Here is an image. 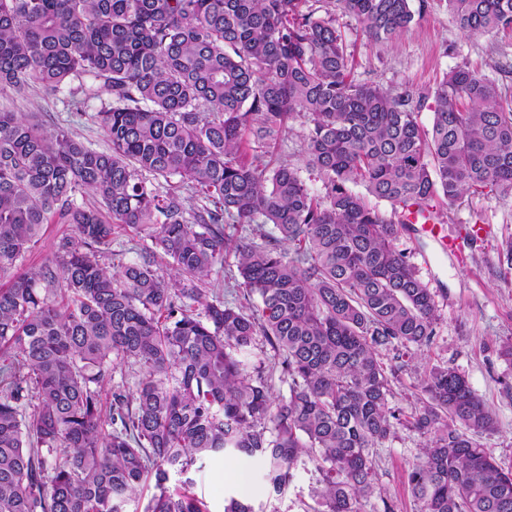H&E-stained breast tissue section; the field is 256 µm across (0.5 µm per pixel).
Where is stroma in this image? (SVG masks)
Returning a JSON list of instances; mask_svg holds the SVG:
<instances>
[{
    "instance_id": "obj_1",
    "label": "stroma",
    "mask_w": 512,
    "mask_h": 512,
    "mask_svg": "<svg viewBox=\"0 0 512 512\" xmlns=\"http://www.w3.org/2000/svg\"><path fill=\"white\" fill-rule=\"evenodd\" d=\"M416 16L402 36L382 44L370 42L353 21L345 31L358 79L398 88L409 84L431 89L446 73L470 63L497 78L512 96V74L501 75L500 66L512 67V32L493 38L465 35L448 8V0H412ZM71 87L45 95L39 87L25 94L0 98V108L33 112L46 129L67 128L73 136L97 150L108 144L97 114L104 100H86L82 111L70 105ZM441 222L456 235L470 224H482L487 234L465 257L442 253L429 240L401 237L420 278L431 289L438 320L432 344L423 348L391 383L393 406L411 411L421 374L434 364H445L464 374L473 390L494 414L497 428L480 435L482 448L502 467H512V364L500 358L498 348L512 338V269L501 255V245L512 236V196L484 191L455 207L441 206ZM422 439L402 429L380 448L376 457L378 494L365 504L364 512H417L408 474L417 460ZM263 464L227 454L205 458L188 473L192 491L204 499L211 512H222L224 499L233 495L251 503L256 512H309L312 491L321 478L313 462L299 464L283 494H274L263 479Z\"/></svg>"
}]
</instances>
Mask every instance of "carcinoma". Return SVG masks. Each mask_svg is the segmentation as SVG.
I'll use <instances>...</instances> for the list:
<instances>
[{
    "label": "carcinoma",
    "instance_id": "obj_1",
    "mask_svg": "<svg viewBox=\"0 0 512 512\" xmlns=\"http://www.w3.org/2000/svg\"><path fill=\"white\" fill-rule=\"evenodd\" d=\"M448 5L467 34L512 30V0ZM341 15L374 43L414 20L410 0H0V96L76 81L106 98L109 141L0 109V512H126L150 474L144 512H210L170 474L226 452L265 458L278 495L306 458L315 512H362L400 428L423 439L418 512H512V471L476 441L495 419L465 376L431 366L407 414L382 359L435 336L434 297L397 246L406 213L512 195V109L467 64L431 91L358 80ZM298 118L322 195L275 153ZM45 224L71 232L24 270ZM226 224L276 233L232 239ZM128 231L151 244L107 266ZM230 254L258 303L204 287ZM267 346L286 399L247 361ZM122 364L138 368L133 394L106 389Z\"/></svg>",
    "mask_w": 512,
    "mask_h": 512
}]
</instances>
